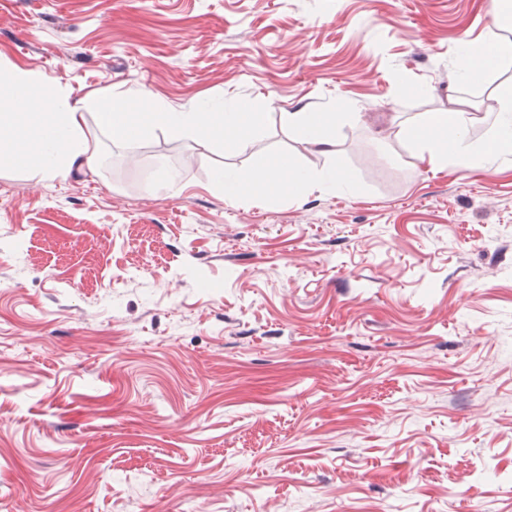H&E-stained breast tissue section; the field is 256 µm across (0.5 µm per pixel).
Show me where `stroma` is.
Here are the masks:
<instances>
[{"label": "stroma", "mask_w": 512, "mask_h": 512, "mask_svg": "<svg viewBox=\"0 0 512 512\" xmlns=\"http://www.w3.org/2000/svg\"><path fill=\"white\" fill-rule=\"evenodd\" d=\"M488 2L0 0V69L256 114L240 150L0 166V512H512V156L402 135L457 110L487 142L512 51L448 88ZM301 109L340 113L335 154ZM257 153L353 187L229 200ZM290 112L287 113L288 125L296 129L320 152L332 155L336 152V120L340 113L327 112ZM215 182L218 187L224 190V195L235 199L243 192L250 190L248 184L241 178L239 173L230 168H224L215 174Z\"/></svg>", "instance_id": "1"}]
</instances>
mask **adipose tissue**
<instances>
[{
	"label": "adipose tissue",
	"instance_id": "ef3b65f1",
	"mask_svg": "<svg viewBox=\"0 0 512 512\" xmlns=\"http://www.w3.org/2000/svg\"><path fill=\"white\" fill-rule=\"evenodd\" d=\"M498 96L499 110L486 116L495 150H486L471 141L465 113L442 117L424 112L409 129L420 141L422 159L433 164L452 158L489 169L500 157L511 155L512 87L501 88ZM93 110L107 117L113 140L119 144L157 129L193 140L232 139L254 120L244 104L196 102L174 110L146 104L140 97L114 101L93 93L74 99L43 72L18 69L0 78V163L27 157L47 178L94 173L98 165L96 135L87 123V115ZM287 118L289 126L320 152L335 154L337 113L291 112ZM253 166L264 198L311 183L326 191L348 186L334 168L317 172L287 168L264 154L255 155Z\"/></svg>",
	"mask_w": 512,
	"mask_h": 512
}]
</instances>
